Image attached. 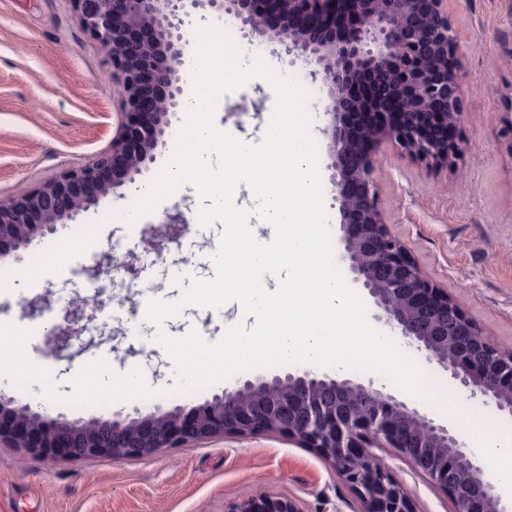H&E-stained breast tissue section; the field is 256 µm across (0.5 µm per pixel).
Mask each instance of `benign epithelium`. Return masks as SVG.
Returning <instances> with one entry per match:
<instances>
[{"instance_id": "benign-epithelium-1", "label": "benign epithelium", "mask_w": 512, "mask_h": 512, "mask_svg": "<svg viewBox=\"0 0 512 512\" xmlns=\"http://www.w3.org/2000/svg\"><path fill=\"white\" fill-rule=\"evenodd\" d=\"M339 0H268L254 12L248 0H207L234 13L255 37L278 42L311 67L326 89L323 111L332 182L339 201L341 260L382 320L408 346L434 362L471 400L512 417V350L421 268L385 220L373 179L386 148L426 171L454 166L463 152L459 59L448 19V0H351L357 23L344 35L336 20ZM83 27L112 67L121 112L112 148L94 162L0 202V258H15L47 232L96 205L137 175L170 125L183 89L176 78L186 43L172 22L199 0H72ZM371 78L382 111L394 122L355 126L363 111L358 93ZM170 242L190 230L181 204L164 213ZM136 265L123 260L89 271L99 277ZM94 308L73 300L46 336L56 356L72 348ZM270 434L312 448L356 495L358 512H419L396 477L368 453L391 448L414 471L447 494L452 512H512V500L490 479L479 455L456 429L373 387L310 369L245 380L194 406L148 414L134 408L110 418L66 420L14 399L0 401V445L79 460L137 459L216 435ZM224 512H303L286 494H250Z\"/></svg>"}]
</instances>
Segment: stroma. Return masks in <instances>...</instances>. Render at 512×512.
Instances as JSON below:
<instances>
[{
  "instance_id": "obj_1",
  "label": "stroma",
  "mask_w": 512,
  "mask_h": 512,
  "mask_svg": "<svg viewBox=\"0 0 512 512\" xmlns=\"http://www.w3.org/2000/svg\"><path fill=\"white\" fill-rule=\"evenodd\" d=\"M448 11L461 60V135L468 148L455 168L440 176L410 160L388 157L378 166L375 181L393 233L499 345L512 348V149L499 136L512 113V0H448ZM275 104L272 85L256 77L219 100L215 121L221 129L257 144ZM240 105L252 115L243 126L234 113ZM118 110L111 68L71 0H0V200L24 194L63 170L83 167L109 150ZM311 117V132L319 143L324 207L335 237L340 214L322 143L326 118L319 108ZM134 200L131 190L120 187L58 228L53 234L58 252L44 265L0 261V324L32 330L28 356L50 370L59 391L71 389L79 370L99 358L108 359L122 373L152 361L161 371L146 374L145 380L158 394L137 401V408L147 413L158 405H198L251 378V371L235 373L198 392L166 395V388L175 384V364L169 354L152 346L156 328L147 319L142 296L114 288L110 298L97 305L100 335L71 358L50 356L45 333L36 331L35 320L24 314L25 303L48 289L53 296L47 315L53 319L75 297L93 299L94 286L75 271L115 242L135 258L138 279L151 284L153 298L179 297L176 280L183 275L185 256L192 260L196 276L214 278L208 252L195 243H218L222 223L193 225L175 246L144 235L176 203L201 207L194 188L180 187L138 223L103 220V211L129 209ZM164 247L169 253L161 263L157 251ZM240 320L254 323L243 317L235 302L218 310L188 307L171 318L168 330L175 338L195 330L213 342L225 327ZM340 375L373 381L376 388L409 406L451 421L472 448H479L486 421L512 436L511 418L467 402L464 395L457 394L456 402L466 409V416L452 417L382 376L346 368ZM372 454L411 491L419 512H450L448 497L392 450L376 448ZM260 491L296 497L304 512L358 510L354 493L320 454L270 435L215 437L137 460H56L0 447V512H224L225 503Z\"/></svg>"
}]
</instances>
